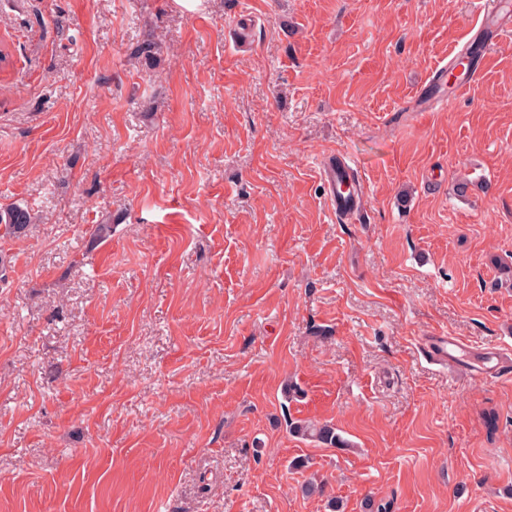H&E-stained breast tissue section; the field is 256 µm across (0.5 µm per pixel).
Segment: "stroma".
I'll return each instance as SVG.
<instances>
[{
	"label": "stroma",
	"instance_id": "obj_1",
	"mask_svg": "<svg viewBox=\"0 0 512 512\" xmlns=\"http://www.w3.org/2000/svg\"><path fill=\"white\" fill-rule=\"evenodd\" d=\"M475 22L471 0H0V208L38 215L0 238V512H512V370L422 347L512 354V35L432 90ZM339 160L354 224L324 192ZM424 344L430 359L441 365L456 364V351L465 352V345L450 336H426ZM457 365V364H456ZM289 432L296 436L312 438L327 448H344L348 442L328 424L316 425L302 420L288 419Z\"/></svg>",
	"mask_w": 512,
	"mask_h": 512
}]
</instances>
